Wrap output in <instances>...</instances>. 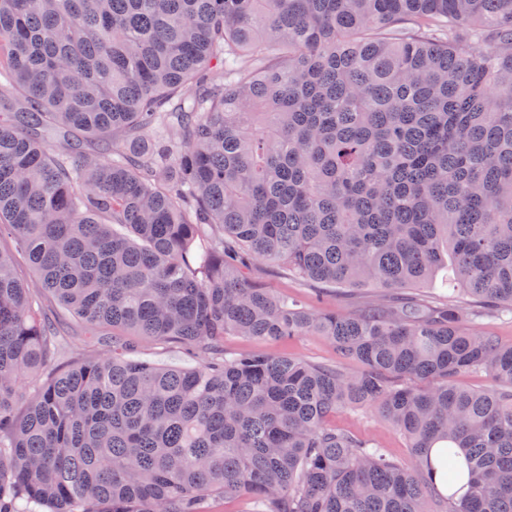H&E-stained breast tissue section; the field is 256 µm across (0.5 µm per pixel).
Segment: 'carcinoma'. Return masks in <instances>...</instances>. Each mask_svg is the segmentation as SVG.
<instances>
[{
  "instance_id": "1",
  "label": "carcinoma",
  "mask_w": 512,
  "mask_h": 512,
  "mask_svg": "<svg viewBox=\"0 0 512 512\" xmlns=\"http://www.w3.org/2000/svg\"><path fill=\"white\" fill-rule=\"evenodd\" d=\"M3 232L93 350L45 377L64 337L0 250V512H512V346L467 327L512 312V0H0ZM251 260L384 294L318 311ZM309 332L363 370L224 353ZM129 340L135 348V352L129 355L132 359L188 367L197 364V360H192L185 355L179 344L155 345L153 342L142 340L137 336H129ZM332 423L371 439L396 459L407 461L410 458L406 439L375 411H340L332 418Z\"/></svg>"
}]
</instances>
